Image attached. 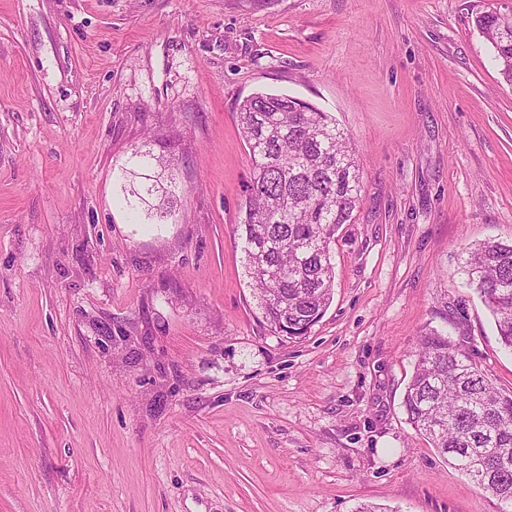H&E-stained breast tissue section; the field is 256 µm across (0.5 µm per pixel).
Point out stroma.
Here are the masks:
<instances>
[{"label":"stroma","mask_w":512,"mask_h":512,"mask_svg":"<svg viewBox=\"0 0 512 512\" xmlns=\"http://www.w3.org/2000/svg\"><path fill=\"white\" fill-rule=\"evenodd\" d=\"M508 0H0V512H502L406 422L422 335L512 351L465 246L512 240ZM329 112L364 173L333 299L271 331L236 108ZM173 193L131 215L134 152ZM501 16V9L480 13L475 25L492 48L499 74L512 87V20L505 26Z\"/></svg>","instance_id":"stroma-1"}]
</instances>
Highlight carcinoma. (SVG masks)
<instances>
[{"instance_id":"cac0c4a2","label":"carcinoma","mask_w":512,"mask_h":512,"mask_svg":"<svg viewBox=\"0 0 512 512\" xmlns=\"http://www.w3.org/2000/svg\"><path fill=\"white\" fill-rule=\"evenodd\" d=\"M499 9L475 17L493 61L512 86V21ZM253 169L236 226L246 270L270 329L307 335L333 298L330 244L360 205L356 149L336 120L286 94L255 93L238 108ZM157 184L132 191L150 205ZM467 285L485 302L512 351V242L465 249ZM402 405L412 428L482 490L512 502V392L497 388L471 356L436 334L421 338Z\"/></svg>"}]
</instances>
